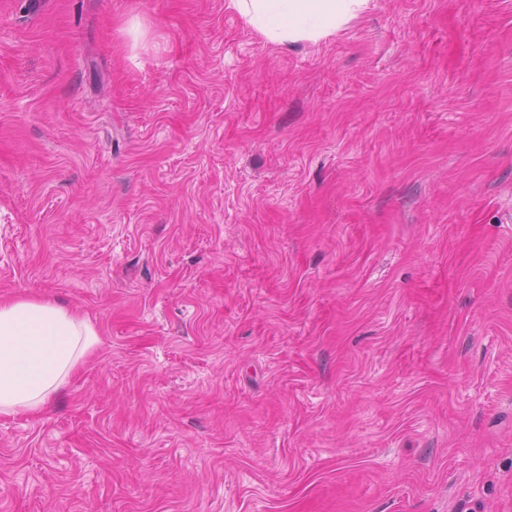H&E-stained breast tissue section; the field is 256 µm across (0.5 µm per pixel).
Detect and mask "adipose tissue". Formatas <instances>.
<instances>
[{
    "label": "adipose tissue",
    "instance_id": "obj_1",
    "mask_svg": "<svg viewBox=\"0 0 512 512\" xmlns=\"http://www.w3.org/2000/svg\"><path fill=\"white\" fill-rule=\"evenodd\" d=\"M370 0H226L263 41L318 43ZM97 341L89 318L45 300L0 301V414L41 410Z\"/></svg>",
    "mask_w": 512,
    "mask_h": 512
}]
</instances>
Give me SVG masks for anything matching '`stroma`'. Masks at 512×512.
Masks as SVG:
<instances>
[{"label": "stroma", "instance_id": "1", "mask_svg": "<svg viewBox=\"0 0 512 512\" xmlns=\"http://www.w3.org/2000/svg\"><path fill=\"white\" fill-rule=\"evenodd\" d=\"M15 297L99 341L0 512H512V0H0ZM370 0H226L263 41L316 44L359 18Z\"/></svg>", "mask_w": 512, "mask_h": 512}]
</instances>
